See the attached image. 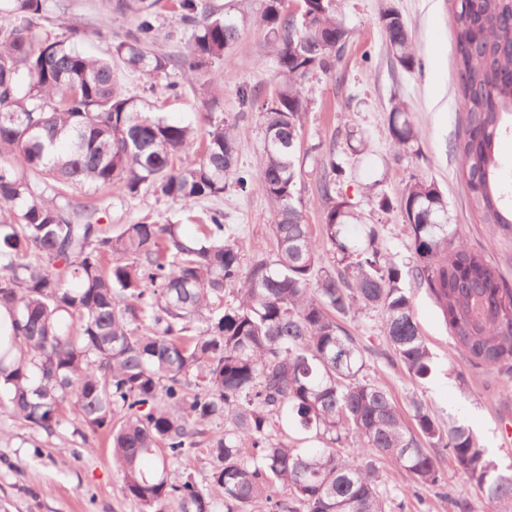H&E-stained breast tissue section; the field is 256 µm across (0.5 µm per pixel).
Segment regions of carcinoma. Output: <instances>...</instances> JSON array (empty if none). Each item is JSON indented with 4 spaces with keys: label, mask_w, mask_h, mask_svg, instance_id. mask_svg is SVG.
Segmentation results:
<instances>
[{
    "label": "carcinoma",
    "mask_w": 512,
    "mask_h": 512,
    "mask_svg": "<svg viewBox=\"0 0 512 512\" xmlns=\"http://www.w3.org/2000/svg\"><path fill=\"white\" fill-rule=\"evenodd\" d=\"M332 2L298 0L290 15L282 0H262L280 82L265 96L239 91L265 131L248 172L224 116L204 117L192 159L196 127L151 112L122 77L174 66L193 75L224 59L247 16L210 0H108L102 26L114 16L129 25L99 58L79 48L76 27L44 31L47 0H0V312L9 318L0 321V408L48 434L67 424L106 431L122 490L144 512H393L377 463L405 471L418 495L444 483L437 448L496 512H512V482L493 479L473 433L415 394L404 415L336 320L379 310L392 355L422 382L431 352L400 286L408 277L434 299L459 358L500 378L512 398V288L448 223L435 183L410 179L398 191L410 264L382 254L377 224L345 236L352 213L332 152L314 185L325 204L320 237L305 222L302 85L335 68L349 35ZM453 8L459 177L481 223L511 238L512 186L497 145L512 128V0ZM168 10L178 24L167 37L186 48L179 60L156 50ZM379 23L394 61L422 69L402 15L386 9ZM388 130L397 157L415 154L419 132L400 101ZM230 181L243 195L259 183L273 206L275 249L246 267L220 209L191 241L177 224L97 218L114 188L189 203L223 195ZM85 186L94 196L74 201ZM292 434L308 446L288 447ZM201 444L212 464L199 480L179 469Z\"/></svg>",
    "instance_id": "1"
}]
</instances>
